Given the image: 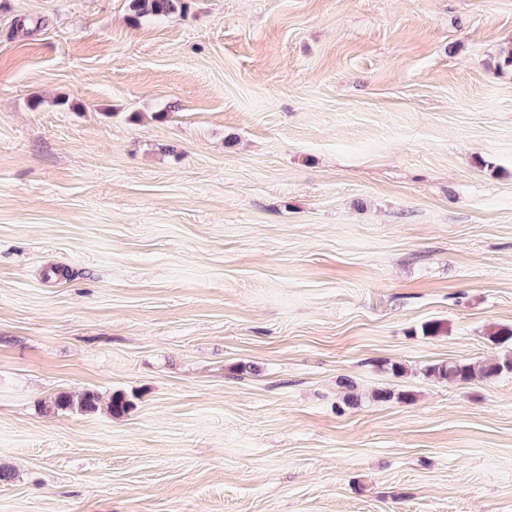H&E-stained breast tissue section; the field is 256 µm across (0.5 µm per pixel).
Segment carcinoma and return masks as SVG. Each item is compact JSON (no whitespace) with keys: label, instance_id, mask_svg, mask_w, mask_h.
Instances as JSON below:
<instances>
[{"label":"carcinoma","instance_id":"1","mask_svg":"<svg viewBox=\"0 0 512 512\" xmlns=\"http://www.w3.org/2000/svg\"><path fill=\"white\" fill-rule=\"evenodd\" d=\"M179 0H130V9L135 17L165 16L178 8ZM490 341L504 349V353L481 363L463 360H448L428 366L427 374L450 383H468L476 378L492 380L503 374L512 373V326H501L490 336ZM100 396L93 390L79 394L60 392L51 400L48 407L57 411H70L90 414L98 410ZM133 408V404L121 393H114L107 409L114 417H122Z\"/></svg>","mask_w":512,"mask_h":512}]
</instances>
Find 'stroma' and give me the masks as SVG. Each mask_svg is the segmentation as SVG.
Masks as SVG:
<instances>
[{
  "label": "stroma",
  "mask_w": 512,
  "mask_h": 512,
  "mask_svg": "<svg viewBox=\"0 0 512 512\" xmlns=\"http://www.w3.org/2000/svg\"><path fill=\"white\" fill-rule=\"evenodd\" d=\"M183 3L0 0V512H512V0ZM180 0H130V9L135 18L141 16H165L178 8ZM489 338L496 346L505 349L501 356L478 364L463 360L442 361L428 366L427 374L450 383H468L476 378L492 380L512 373V326L497 328ZM49 403L47 407L53 410L90 414L98 410L100 396L94 390H85L76 395L60 392Z\"/></svg>",
  "instance_id": "1"
}]
</instances>
